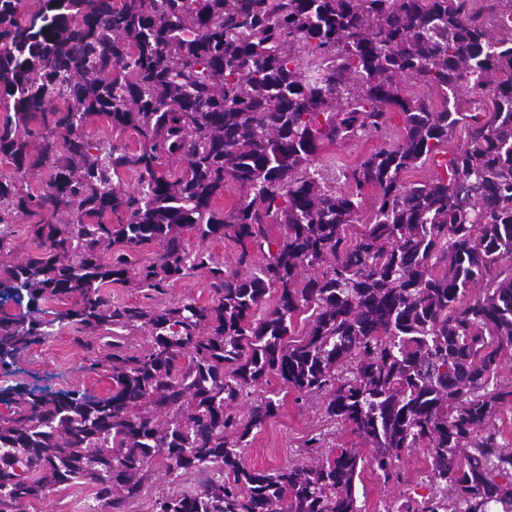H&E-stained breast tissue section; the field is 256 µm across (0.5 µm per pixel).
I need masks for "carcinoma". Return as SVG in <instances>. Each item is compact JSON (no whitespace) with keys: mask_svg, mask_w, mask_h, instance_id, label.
Segmentation results:
<instances>
[{"mask_svg":"<svg viewBox=\"0 0 512 512\" xmlns=\"http://www.w3.org/2000/svg\"><path fill=\"white\" fill-rule=\"evenodd\" d=\"M0 0V284L19 303L63 297L47 320L0 321V360L54 325L89 338L107 397L20 393L0 417V512L62 485L90 483L109 512L147 485L200 475L150 512H361L362 449L274 471L241 449L278 407L274 374L370 447L389 478L426 448L436 493L403 512H512V444L494 418L512 355V0ZM486 92L490 112L441 109L404 92ZM64 102V108L53 105ZM397 140L341 190L316 168L320 145L381 133ZM104 118L132 150L85 133ZM466 142L425 183L402 175ZM49 176L32 192L28 173ZM135 177L118 190L119 171ZM378 191L359 222L364 187ZM234 189L236 205L215 201ZM45 250L15 257L11 214ZM118 224H112V216ZM283 233L274 238L269 225ZM241 246L235 268L186 239ZM159 246L145 263L133 253ZM202 273L212 303L110 304L112 284L162 295ZM308 313L303 336L293 319ZM145 336L142 347L131 333ZM249 404L242 411L243 404Z\"/></svg>","mask_w":512,"mask_h":512,"instance_id":"obj_1","label":"carcinoma"}]
</instances>
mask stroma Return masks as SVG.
Masks as SVG:
<instances>
[{"label":"stroma","mask_w":512,"mask_h":512,"mask_svg":"<svg viewBox=\"0 0 512 512\" xmlns=\"http://www.w3.org/2000/svg\"><path fill=\"white\" fill-rule=\"evenodd\" d=\"M401 124L400 115H393L385 137L363 136L331 146H323L319 160L336 159L338 170H327V177L336 181L337 187L347 188L343 176L345 169L359 164L371 150L381 145L383 139H395ZM105 296L115 303H144L160 307L177 300H192L198 305H210L212 294L203 275L175 282L163 295H145L137 288L113 285ZM88 351L79 345L69 329L56 330L46 342L30 347L0 365V393L22 392L33 387L48 386L55 390H80L94 396L106 395L110 387L102 374L87 370ZM266 391L275 393L279 408L266 426L252 433L243 450L249 466L258 469H276L301 462L303 448L308 439L322 436L325 450L340 446L360 447L361 442L349 428L335 424L323 412V400L316 395L297 396L277 378H269ZM397 468L401 481L387 482L363 467L356 481V497L362 512H397L409 498L429 496L426 481L428 472L427 451L413 448L405 451ZM95 504L93 489L86 484L60 487L48 498L28 503L24 512H90Z\"/></svg>","instance_id":"1"}]
</instances>
